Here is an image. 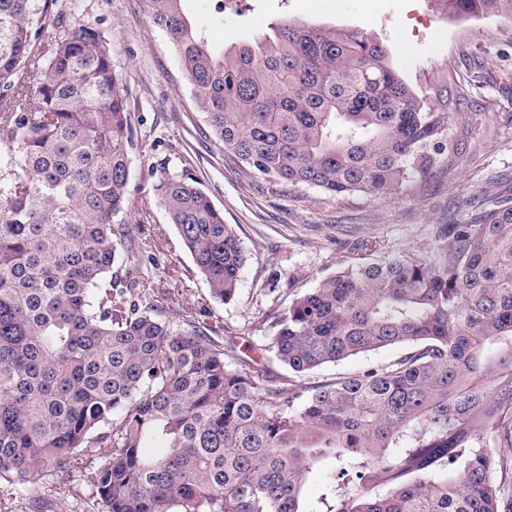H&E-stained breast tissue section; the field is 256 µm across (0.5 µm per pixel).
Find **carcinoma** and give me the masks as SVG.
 Returning a JSON list of instances; mask_svg holds the SVG:
<instances>
[{
  "label": "carcinoma",
  "instance_id": "carcinoma-1",
  "mask_svg": "<svg viewBox=\"0 0 512 512\" xmlns=\"http://www.w3.org/2000/svg\"><path fill=\"white\" fill-rule=\"evenodd\" d=\"M453 18L512 0H436ZM57 0H0V481L92 463L105 512H512V195L441 224L429 258L342 260L276 318L295 374L390 347L306 386L265 370L122 275L138 135L102 31ZM224 162L332 197L397 193L443 152L448 75L420 94L359 30L283 22L212 50L180 0H147ZM34 71L35 88L25 82ZM211 297L249 250L191 174L152 185ZM325 459L317 504L303 487ZM403 352L402 348L385 349L373 353L361 354L338 363L327 364L317 370L298 376L295 379L305 385H316L330 381L336 376L362 372L382 366L397 358Z\"/></svg>",
  "mask_w": 512,
  "mask_h": 512
}]
</instances>
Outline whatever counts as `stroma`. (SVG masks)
Listing matches in <instances>:
<instances>
[{
	"label": "stroma",
	"mask_w": 512,
	"mask_h": 512,
	"mask_svg": "<svg viewBox=\"0 0 512 512\" xmlns=\"http://www.w3.org/2000/svg\"><path fill=\"white\" fill-rule=\"evenodd\" d=\"M181 7L209 42L226 48L284 20L355 28L387 47L392 64L414 88L428 90L444 69L449 88L460 95V117L444 135L446 152L426 177L397 194L332 198L303 185L273 189L225 165L145 0H58V10H75L83 22L103 29L128 87L139 137L132 177L151 212L148 222L134 215L129 224L133 236L156 244L162 261L149 286L175 293L182 314L212 326L240 355L264 364L274 385L288 375L269 351L274 317L332 275L339 261L356 257L362 241H376L382 256L408 250L426 257L435 246L436 225L467 223L486 196L512 193V19H453L434 0H238L232 10L221 9L219 0H181ZM478 56L489 61L490 73L476 80ZM162 164L189 170L248 248L233 303L212 300L156 203L151 172ZM399 354L396 348L361 354L303 374L300 381L315 385L385 365ZM0 512H103V506L87 478L75 473L43 477L26 490L1 481Z\"/></svg>",
	"instance_id": "35a3bbf8"
}]
</instances>
